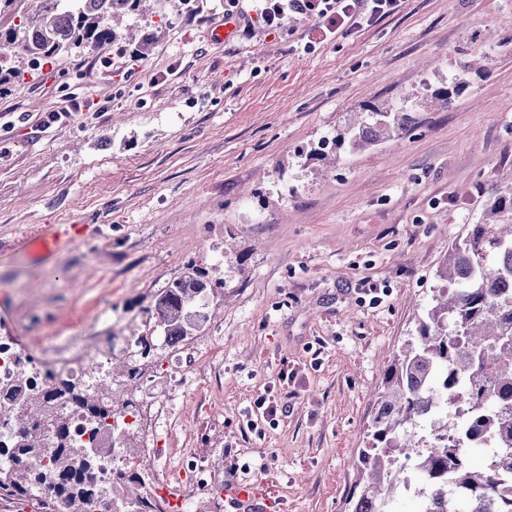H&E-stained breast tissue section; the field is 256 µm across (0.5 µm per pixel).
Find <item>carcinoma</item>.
Here are the masks:
<instances>
[{"mask_svg":"<svg viewBox=\"0 0 512 512\" xmlns=\"http://www.w3.org/2000/svg\"><path fill=\"white\" fill-rule=\"evenodd\" d=\"M149 0H33L31 11L18 9V0H0V14L17 21L0 26V95L37 78L62 54L92 53L120 41L114 28L118 17L149 22ZM455 77L433 93L449 105L459 91ZM413 94L385 107L367 105L344 131L324 138L313 153L318 161L345 149L361 150L399 137L412 128L409 112ZM444 282L443 295L434 298L419 317L415 334L383 370L382 389L368 430L371 448L359 459V478L351 494L350 512H396L393 493L406 485L413 462L429 491L424 512H442L438 489L448 486L466 499V512L490 496L498 512H512V188L499 191L485 208L483 222L471 224L448 248L435 272ZM224 282L211 281L204 268L191 260L180 276L158 289L154 311L163 335L187 341L206 320L211 297ZM32 359L23 357L14 379L0 386V421L14 423L7 441H0V501L34 499L42 512H168L164 501L150 497L140 474L125 468L112 475L107 492L94 481L97 459L110 451L101 441L107 427L97 418L89 441L73 440L70 419L61 410L65 401L97 414L99 393H88L54 374L36 382L30 376ZM448 405L446 426L459 435L467 427L466 411L481 412L485 430L500 436L487 449V462L476 468L464 439L425 447L418 424L424 404Z\"/></svg>","mask_w":512,"mask_h":512,"instance_id":"obj_1","label":"carcinoma"}]
</instances>
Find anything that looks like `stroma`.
Wrapping results in <instances>:
<instances>
[{"instance_id": "1", "label": "stroma", "mask_w": 512, "mask_h": 512, "mask_svg": "<svg viewBox=\"0 0 512 512\" xmlns=\"http://www.w3.org/2000/svg\"><path fill=\"white\" fill-rule=\"evenodd\" d=\"M156 12L161 33L134 68L127 49L106 70L64 55L41 86L0 97V338L38 358L152 337L170 414L145 483L191 457L217 489L194 512H236L232 482L260 486L272 504L259 512H347L385 365L451 241L512 184V0H401L332 39L294 15L275 36L216 40L224 0ZM452 76L458 96L436 106ZM409 91L410 133L330 167L307 159L365 105ZM75 94L95 115L38 128ZM62 224L90 231L47 256L15 250ZM191 260L224 291L170 367L149 308ZM266 392L288 412L260 416Z\"/></svg>"}]
</instances>
